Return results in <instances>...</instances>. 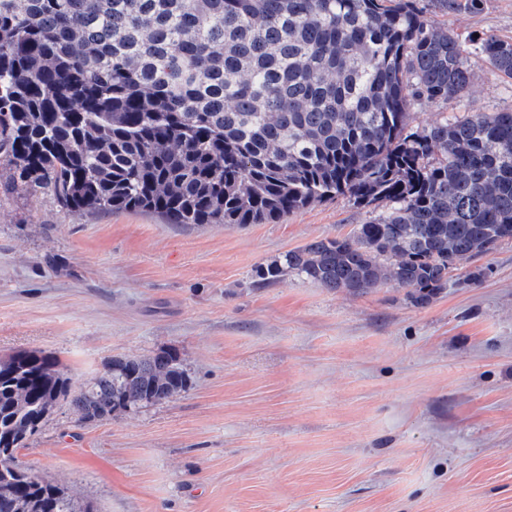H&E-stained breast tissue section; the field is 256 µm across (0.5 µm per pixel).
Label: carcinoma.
Here are the masks:
<instances>
[{
  "label": "carcinoma",
  "instance_id": "carcinoma-1",
  "mask_svg": "<svg viewBox=\"0 0 512 512\" xmlns=\"http://www.w3.org/2000/svg\"><path fill=\"white\" fill-rule=\"evenodd\" d=\"M484 0H436L443 12ZM423 0H0V159L87 213L270 224L336 194L376 215L260 265L427 306L462 262L512 240V110L411 126L464 96L468 57L512 78V42L460 37ZM179 353L112 358L79 390L56 358L0 359V512H77L6 462L68 403L79 424L173 399Z\"/></svg>",
  "mask_w": 512,
  "mask_h": 512
}]
</instances>
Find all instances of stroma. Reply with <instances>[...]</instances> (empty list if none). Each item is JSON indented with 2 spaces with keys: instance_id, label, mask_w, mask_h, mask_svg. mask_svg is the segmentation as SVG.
<instances>
[{
  "instance_id": "obj_1",
  "label": "stroma",
  "mask_w": 512,
  "mask_h": 512,
  "mask_svg": "<svg viewBox=\"0 0 512 512\" xmlns=\"http://www.w3.org/2000/svg\"><path fill=\"white\" fill-rule=\"evenodd\" d=\"M429 15L512 41V0ZM468 63V94L415 105L414 128L512 110V79ZM12 177L0 164V356L42 351L77 388L112 357L173 349L190 376L111 420L59 405L21 467L91 512H512V240L417 307L392 283L256 284L369 219L344 196L276 224L180 225L70 210Z\"/></svg>"
}]
</instances>
